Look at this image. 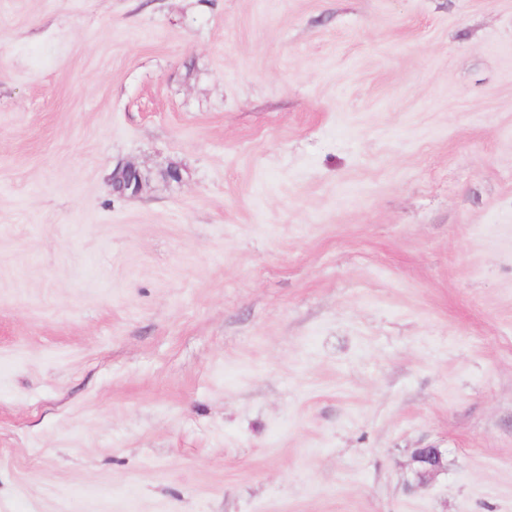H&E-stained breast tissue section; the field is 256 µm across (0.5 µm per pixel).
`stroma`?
Wrapping results in <instances>:
<instances>
[{"instance_id":"obj_1","label":"stroma","mask_w":512,"mask_h":512,"mask_svg":"<svg viewBox=\"0 0 512 512\" xmlns=\"http://www.w3.org/2000/svg\"><path fill=\"white\" fill-rule=\"evenodd\" d=\"M0 512H512V0H0ZM146 180L147 175L133 165L120 166L112 172V186L114 191L121 193L120 196H136ZM444 454L438 448H418L414 452L413 461L415 480L423 484L439 472L444 470Z\"/></svg>"}]
</instances>
